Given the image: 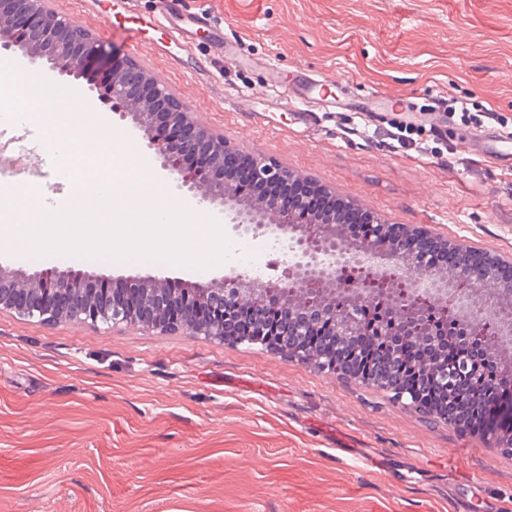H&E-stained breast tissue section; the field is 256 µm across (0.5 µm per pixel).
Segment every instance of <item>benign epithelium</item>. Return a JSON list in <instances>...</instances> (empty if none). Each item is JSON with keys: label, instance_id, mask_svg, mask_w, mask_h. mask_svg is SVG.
<instances>
[{"label": "benign epithelium", "instance_id": "7a95c632", "mask_svg": "<svg viewBox=\"0 0 512 512\" xmlns=\"http://www.w3.org/2000/svg\"><path fill=\"white\" fill-rule=\"evenodd\" d=\"M42 2L0 0V48L31 45L30 60L46 61L52 77L85 81L113 118L132 123L171 187L218 208L229 235L275 242L277 274L232 267L203 285L165 277L149 288L129 278L114 288L84 271L49 268L26 281L0 277L1 309L46 325L138 323L264 347L274 327L273 349L290 362L369 382L428 414L427 400L441 393L438 414L463 427L495 411L485 439L512 453V363H484L473 352L490 328L512 342V260L448 240L453 266L440 273L410 248V240L428 238L423 232L388 236L370 212L363 230L338 235L334 204L318 211L304 199H257L228 172L231 161L247 162L258 189L300 178L198 127L154 78ZM473 383L491 404L466 397Z\"/></svg>", "mask_w": 512, "mask_h": 512}]
</instances>
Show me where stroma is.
Listing matches in <instances>:
<instances>
[{"instance_id": "35a3bbf8", "label": "stroma", "mask_w": 512, "mask_h": 512, "mask_svg": "<svg viewBox=\"0 0 512 512\" xmlns=\"http://www.w3.org/2000/svg\"><path fill=\"white\" fill-rule=\"evenodd\" d=\"M46 8L146 70L195 123L384 223L512 257V167L475 146L512 136V0H182L221 23L133 38L108 0ZM337 78L355 101L403 99L378 122L293 99L273 75ZM466 114L433 127L450 100ZM500 121L479 123L483 109ZM315 115L309 126L294 115ZM405 128L410 149L393 140ZM33 269L207 282L213 269L0 252ZM512 512V455L383 391L247 345L134 324L46 326L0 309V512Z\"/></svg>"}]
</instances>
